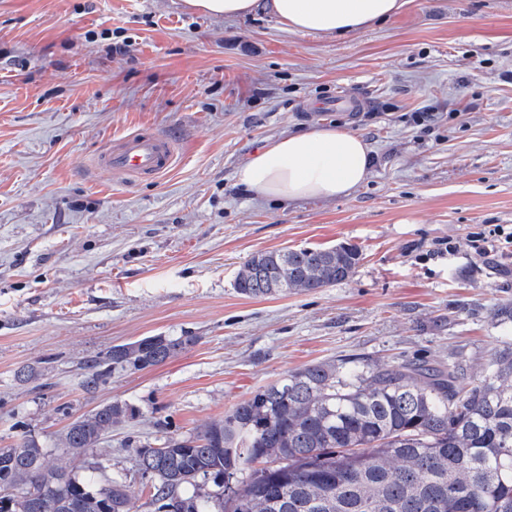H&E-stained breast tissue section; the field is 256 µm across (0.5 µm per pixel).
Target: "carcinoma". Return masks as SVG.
I'll use <instances>...</instances> for the list:
<instances>
[{
    "label": "carcinoma",
    "instance_id": "cac0c4a2",
    "mask_svg": "<svg viewBox=\"0 0 512 512\" xmlns=\"http://www.w3.org/2000/svg\"><path fill=\"white\" fill-rule=\"evenodd\" d=\"M360 259L349 244L258 252L235 285L253 298L314 292L350 278ZM490 318L501 335L475 368L327 359L259 387L201 431L136 446L155 481L147 512H512V300ZM197 341L115 345L83 361L81 386L95 392L112 371L158 366ZM15 378L39 387L43 372ZM135 417L113 403L75 419L57 439L58 465L25 432L0 448V512H128L121 478L103 494L99 475L74 463Z\"/></svg>",
    "mask_w": 512,
    "mask_h": 512
}]
</instances>
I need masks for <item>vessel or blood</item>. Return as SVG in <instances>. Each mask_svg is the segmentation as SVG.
Segmentation results:
<instances>
[{"instance_id":"obj_1","label":"vessel or blood","mask_w":512,"mask_h":512,"mask_svg":"<svg viewBox=\"0 0 512 512\" xmlns=\"http://www.w3.org/2000/svg\"><path fill=\"white\" fill-rule=\"evenodd\" d=\"M176 157L172 142L160 134H132L108 149L98 163L121 176H158L167 172Z\"/></svg>"}]
</instances>
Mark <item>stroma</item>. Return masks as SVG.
Wrapping results in <instances>:
<instances>
[{"instance_id": "obj_1", "label": "stroma", "mask_w": 512, "mask_h": 512, "mask_svg": "<svg viewBox=\"0 0 512 512\" xmlns=\"http://www.w3.org/2000/svg\"><path fill=\"white\" fill-rule=\"evenodd\" d=\"M339 92L360 111H312ZM335 125L372 148L350 196L283 205L237 184L267 140ZM136 132L174 143L167 173L97 166ZM497 227L512 232V0H406L344 39L184 0H0V447L25 430L53 446L98 405L128 404L103 463L129 512H146L151 481L126 443L196 432L292 370L481 363L490 310L512 299V242L482 252L471 236ZM341 243L362 259L333 287L235 288L256 252ZM157 334L198 341L81 389L83 360ZM25 366L46 388L16 380Z\"/></svg>"}]
</instances>
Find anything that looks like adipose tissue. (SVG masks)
Listing matches in <instances>:
<instances>
[{"label": "adipose tissue", "instance_id": "adipose-tissue-1", "mask_svg": "<svg viewBox=\"0 0 512 512\" xmlns=\"http://www.w3.org/2000/svg\"><path fill=\"white\" fill-rule=\"evenodd\" d=\"M192 10L240 18L274 16L291 32L346 37L397 14L403 0H184ZM369 144L344 128L300 130L269 140L235 172L238 184L264 200L296 202L349 196L371 175Z\"/></svg>", "mask_w": 512, "mask_h": 512}]
</instances>
